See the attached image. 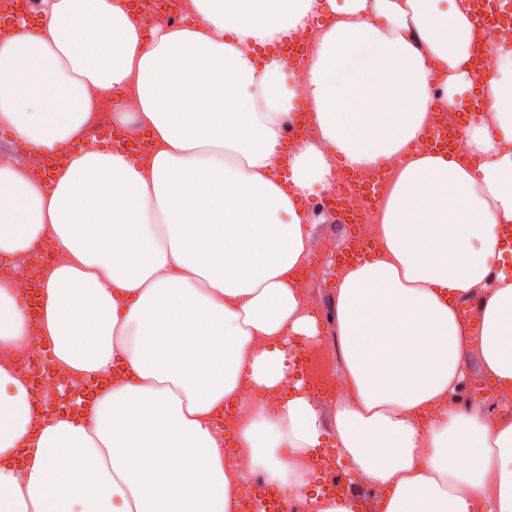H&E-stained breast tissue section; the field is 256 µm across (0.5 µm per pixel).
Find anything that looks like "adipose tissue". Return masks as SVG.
Here are the masks:
<instances>
[{
    "label": "adipose tissue",
    "instance_id": "1",
    "mask_svg": "<svg viewBox=\"0 0 512 512\" xmlns=\"http://www.w3.org/2000/svg\"><path fill=\"white\" fill-rule=\"evenodd\" d=\"M439 2L189 0L193 22L147 32L128 0H42L0 41V124L16 138L61 150L106 106L150 145L142 159L74 154L49 186L0 164V256L45 240L59 255L37 311L0 279V512H238L252 471L304 512H356L310 489L306 462L328 441L381 490L382 512H512V416L490 425L454 403L474 357L512 391V278L493 271L512 223V56L476 72L467 0ZM326 17L301 66L277 55ZM79 29L92 41L76 45ZM297 79L319 134L287 154ZM475 95L484 115L460 150L421 152L434 105L463 114ZM340 158L393 178L376 251L337 283L349 393L327 430L293 377L318 333L296 283L307 204ZM473 295L476 340L457 308ZM34 338L98 383L38 426L10 360ZM288 383L267 410L262 394ZM229 407L245 473L225 463Z\"/></svg>",
    "mask_w": 512,
    "mask_h": 512
}]
</instances>
